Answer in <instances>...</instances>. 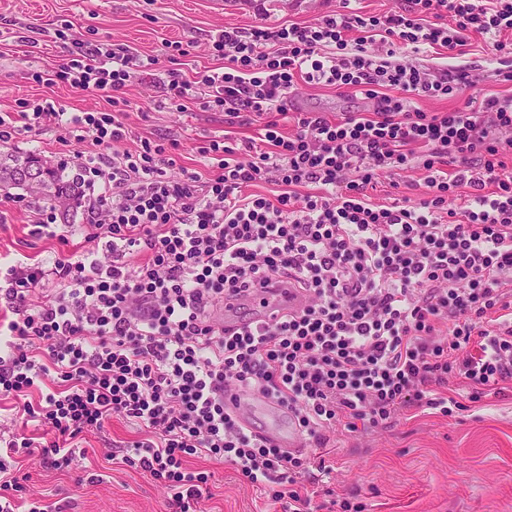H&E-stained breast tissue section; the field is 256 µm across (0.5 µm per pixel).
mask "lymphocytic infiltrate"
Returning a JSON list of instances; mask_svg holds the SVG:
<instances>
[{
    "label": "lymphocytic infiltrate",
    "mask_w": 512,
    "mask_h": 512,
    "mask_svg": "<svg viewBox=\"0 0 512 512\" xmlns=\"http://www.w3.org/2000/svg\"><path fill=\"white\" fill-rule=\"evenodd\" d=\"M512 82V0H405L378 14L351 8L309 23L228 26L210 46L220 72L168 71L170 109L194 87L228 126L263 122L261 143L212 139L216 168L168 175L164 140L126 147L127 88L155 65L123 47L90 48L46 82L99 92L110 111L67 116L53 103L20 112L64 126L96 153L77 175L89 192L91 249L47 264L0 262V402L19 426L0 431V512H45L24 496L23 459L75 464L85 435L112 419L135 440L106 457L148 474L168 512H204L210 472L230 465L270 490L281 512H310L314 452L336 432L383 429L411 409L448 416L451 382L477 401L512 383V96L485 93L460 65L472 36ZM435 51L447 67L403 63ZM373 100L369 112H299L279 131L298 82ZM452 98L425 112L421 101ZM419 170L415 197L373 203L387 169ZM274 195L250 193L260 182ZM306 298L273 323L238 330L215 316L254 284ZM250 390L290 410L307 447L274 445L226 399Z\"/></svg>",
    "instance_id": "lymphocytic-infiltrate-1"
}]
</instances>
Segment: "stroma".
Here are the masks:
<instances>
[{
  "mask_svg": "<svg viewBox=\"0 0 512 512\" xmlns=\"http://www.w3.org/2000/svg\"><path fill=\"white\" fill-rule=\"evenodd\" d=\"M336 5V0H0V114L45 100L69 113L107 110L104 96L49 85L41 76L81 42L117 44L157 60L150 75L126 92L128 147L140 137L175 138L172 174L188 170L207 180L215 170L198 154L204 141L226 134L256 137L260 131L255 126L226 128L223 113L203 110L195 102L181 112L169 109L160 79L169 70L191 77L219 68L220 60L208 53L206 43L224 27L307 23ZM68 21L73 27L67 43L56 42V30ZM174 41L181 50L171 49ZM371 106V101L349 100L306 83L299 84L292 99L299 112ZM91 149L90 142L70 139L62 127H21L12 142L0 144L2 155L34 154L55 164L74 162ZM39 214L25 191L0 195V255L52 260L83 244L85 213L75 214L64 244L32 235ZM135 436L133 426L112 420L104 432L87 437L86 456L67 473L36 457L24 460L30 495L69 501L71 512H166V494L150 476L104 458L106 443ZM321 454L334 470L314 472L312 482L333 489L336 499L361 505L362 512H512V388L465 402L449 416L412 412L385 430L337 435ZM193 465L215 474L207 512H276L264 491L244 483L230 466L206 459ZM92 474L98 482H89Z\"/></svg>",
  "mask_w": 512,
  "mask_h": 512,
  "instance_id": "obj_1",
  "label": "stroma"
}]
</instances>
